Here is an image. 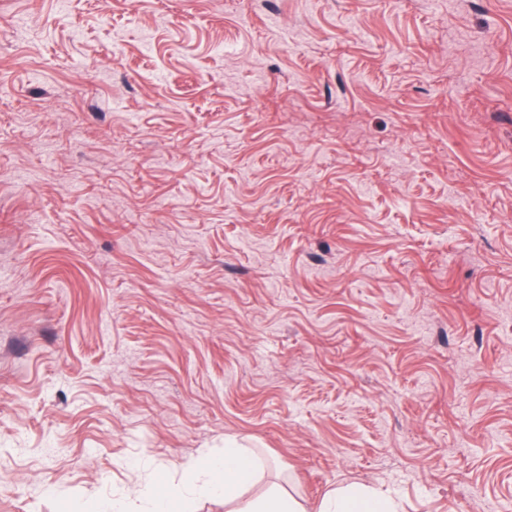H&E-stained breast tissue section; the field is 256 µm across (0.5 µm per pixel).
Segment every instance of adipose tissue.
<instances>
[{"instance_id":"obj_1","label":"adipose tissue","mask_w":512,"mask_h":512,"mask_svg":"<svg viewBox=\"0 0 512 512\" xmlns=\"http://www.w3.org/2000/svg\"><path fill=\"white\" fill-rule=\"evenodd\" d=\"M215 472V480L207 487V495L223 498L231 504V512H303L300 503L279 486L268 485L263 492L245 495L246 486L256 476L257 464L245 448L228 447L207 461ZM191 474H184L183 484L191 485ZM182 486L149 483L136 491L138 500L148 504L151 512H184ZM389 499L360 487L333 489L325 493L316 512H391Z\"/></svg>"}]
</instances>
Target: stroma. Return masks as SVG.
Segmentation results:
<instances>
[{
	"label": "stroma",
	"instance_id": "1",
	"mask_svg": "<svg viewBox=\"0 0 512 512\" xmlns=\"http://www.w3.org/2000/svg\"><path fill=\"white\" fill-rule=\"evenodd\" d=\"M248 7L0 0V512H512V0ZM205 465L217 474L205 492L224 498V506L235 504L228 512H306L294 497L275 484L268 485L260 494L244 498V489L254 481L258 468L247 448L226 447ZM135 495L141 503L151 507L150 512H185L182 490L174 484L140 485ZM389 499L360 487L333 489L325 493L314 512H391Z\"/></svg>",
	"mask_w": 512,
	"mask_h": 512
}]
</instances>
